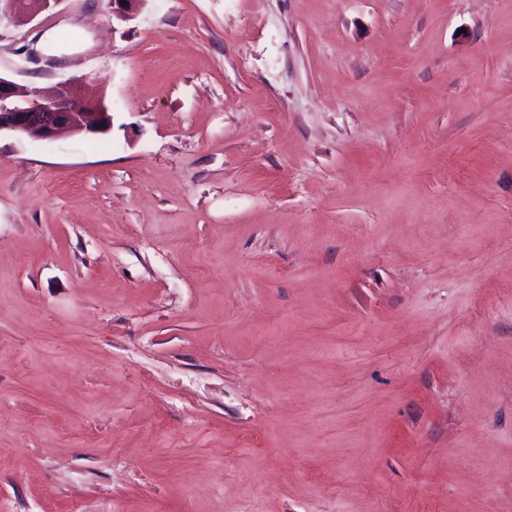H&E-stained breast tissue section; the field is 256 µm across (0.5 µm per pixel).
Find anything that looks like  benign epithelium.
<instances>
[{
	"instance_id": "7a95c632",
	"label": "benign epithelium",
	"mask_w": 512,
	"mask_h": 512,
	"mask_svg": "<svg viewBox=\"0 0 512 512\" xmlns=\"http://www.w3.org/2000/svg\"><path fill=\"white\" fill-rule=\"evenodd\" d=\"M145 0H108L112 15L133 19ZM60 0H0V20L21 27L53 9ZM112 128V113L100 100L82 96L72 79L49 88L23 87L0 74V132L51 141L64 132L103 134Z\"/></svg>"
}]
</instances>
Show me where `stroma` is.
I'll list each match as a JSON object with an SVG mask.
<instances>
[{
    "mask_svg": "<svg viewBox=\"0 0 512 512\" xmlns=\"http://www.w3.org/2000/svg\"><path fill=\"white\" fill-rule=\"evenodd\" d=\"M0 72V512H512V0H61ZM111 128L112 113L102 101L83 97L74 80L23 87L0 72V134L51 141L64 132L96 135Z\"/></svg>",
    "mask_w": 512,
    "mask_h": 512,
    "instance_id": "stroma-1",
    "label": "stroma"
}]
</instances>
